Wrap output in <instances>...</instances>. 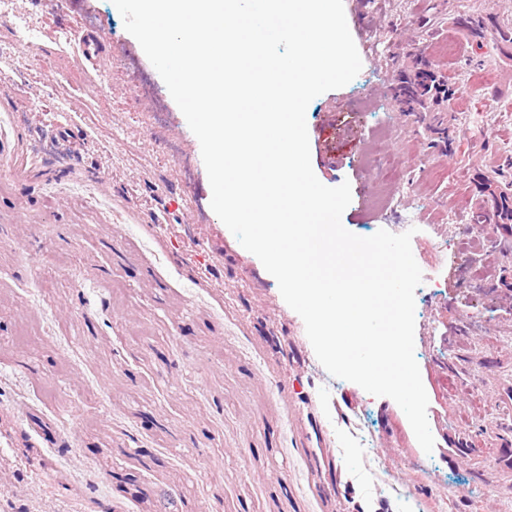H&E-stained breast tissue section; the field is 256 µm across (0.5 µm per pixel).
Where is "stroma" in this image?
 <instances>
[{"instance_id":"stroma-1","label":"stroma","mask_w":512,"mask_h":512,"mask_svg":"<svg viewBox=\"0 0 512 512\" xmlns=\"http://www.w3.org/2000/svg\"><path fill=\"white\" fill-rule=\"evenodd\" d=\"M362 69L311 101L317 178L374 182L342 224L416 232L415 358L432 453L401 408L318 361L275 278L211 208L200 143L113 0H13L0 20V512H505L512 503V231L477 232L512 180V0H343ZM86 19L87 61L58 28ZM480 20L468 36L458 18ZM456 111L392 93L417 60ZM360 109L363 153L320 161ZM398 173L382 201L381 176Z\"/></svg>"}]
</instances>
